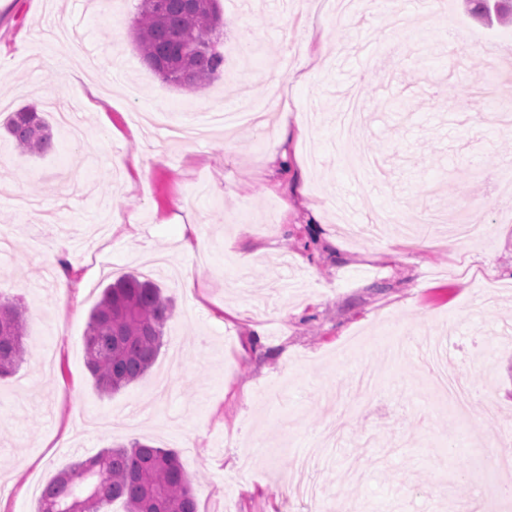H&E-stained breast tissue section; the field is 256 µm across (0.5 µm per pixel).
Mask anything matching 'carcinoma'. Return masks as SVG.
Returning a JSON list of instances; mask_svg holds the SVG:
<instances>
[{
    "label": "carcinoma",
    "mask_w": 512,
    "mask_h": 512,
    "mask_svg": "<svg viewBox=\"0 0 512 512\" xmlns=\"http://www.w3.org/2000/svg\"><path fill=\"white\" fill-rule=\"evenodd\" d=\"M475 13L512 17V0H477ZM223 19L217 0H140L133 20L142 60L166 81L197 88L218 78ZM6 130L23 153L43 155L52 147V132L38 113L24 108L6 122ZM170 307L161 288L140 273L129 272L107 285L90 313L86 367L103 393L127 387L152 367L162 346ZM26 308L0 297V378L13 375L26 354ZM81 512H109L116 500L125 512H198L193 479L178 454L134 441L104 448L60 471L44 487L38 512H70L75 500Z\"/></svg>",
    "instance_id": "obj_1"
}]
</instances>
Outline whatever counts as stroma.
Masks as SVG:
<instances>
[{
    "label": "stroma",
    "instance_id": "obj_1",
    "mask_svg": "<svg viewBox=\"0 0 512 512\" xmlns=\"http://www.w3.org/2000/svg\"><path fill=\"white\" fill-rule=\"evenodd\" d=\"M137 5L0 0V127L33 104L54 135L35 156L0 130V295L27 309L25 359L0 380L5 512H37L59 471L135 440L178 453L199 512H512V469L481 468L498 449L512 459V125L497 120L512 26L484 25L469 0L345 15L329 0H219L224 71L190 91L143 62ZM57 16L97 71L75 75L66 39L23 56ZM409 33L407 61L374 70L372 53ZM272 80L273 124L221 145L207 111ZM137 162L143 193L126 189ZM437 210L485 239L427 246ZM58 238L60 255L45 246ZM153 255L179 272L156 278L164 345L141 379L101 393L90 311ZM65 275L79 300L60 293ZM429 342L475 390L465 416L415 355Z\"/></svg>",
    "mask_w": 512,
    "mask_h": 512
}]
</instances>
